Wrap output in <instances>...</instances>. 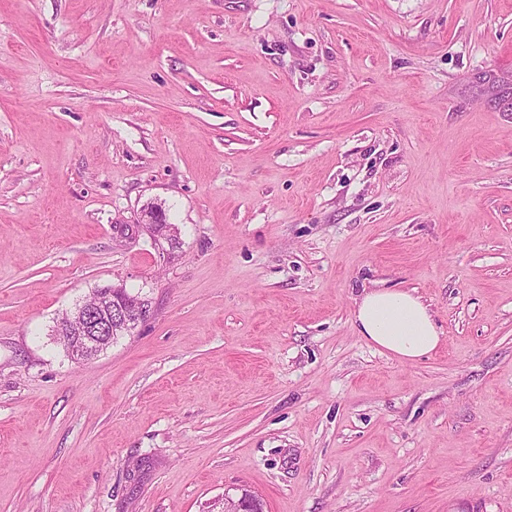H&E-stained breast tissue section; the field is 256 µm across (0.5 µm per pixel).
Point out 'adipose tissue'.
Listing matches in <instances>:
<instances>
[{
	"label": "adipose tissue",
	"mask_w": 512,
	"mask_h": 512,
	"mask_svg": "<svg viewBox=\"0 0 512 512\" xmlns=\"http://www.w3.org/2000/svg\"><path fill=\"white\" fill-rule=\"evenodd\" d=\"M353 320L361 336L402 361H418L441 343L429 305L410 290L364 291L355 303Z\"/></svg>",
	"instance_id": "1"
}]
</instances>
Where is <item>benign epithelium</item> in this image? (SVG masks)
Listing matches in <instances>:
<instances>
[{
	"mask_svg": "<svg viewBox=\"0 0 512 512\" xmlns=\"http://www.w3.org/2000/svg\"><path fill=\"white\" fill-rule=\"evenodd\" d=\"M141 223L148 227L154 245L162 249H174L179 244L180 231L174 224L157 226L153 215L146 210ZM100 299L102 307H89L84 303L76 305L69 313L72 330L82 337V341L68 348V357L75 363L85 361V349L89 346H111L112 337L130 334L135 327L151 317L139 302L127 295L123 288L112 286Z\"/></svg>",
	"mask_w": 512,
	"mask_h": 512,
	"instance_id": "7a95c632",
	"label": "benign epithelium"
}]
</instances>
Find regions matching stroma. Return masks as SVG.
Returning a JSON list of instances; mask_svg holds the SVG:
<instances>
[{"instance_id":"obj_1","label":"stroma","mask_w":512,"mask_h":512,"mask_svg":"<svg viewBox=\"0 0 512 512\" xmlns=\"http://www.w3.org/2000/svg\"><path fill=\"white\" fill-rule=\"evenodd\" d=\"M380 284L434 353L359 336ZM111 285L154 313L72 363ZM242 487L512 512V0H0V512ZM141 224H144L145 227H150L147 231L151 235L154 245L162 251H167L164 248V244L168 246L169 250H173L177 248V245L180 243V231L178 227L174 224H163L162 226L156 227L153 215L148 210L143 212ZM352 313L360 336L401 361H419L442 340L430 306L414 291L365 289Z\"/></svg>"}]
</instances>
